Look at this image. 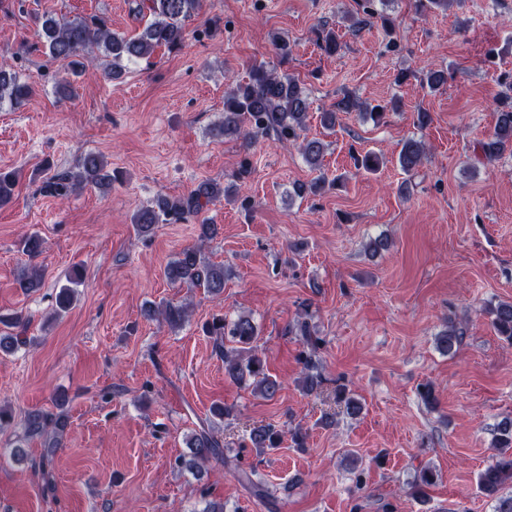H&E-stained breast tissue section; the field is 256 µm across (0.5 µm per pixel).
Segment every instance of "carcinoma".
I'll use <instances>...</instances> for the list:
<instances>
[{"instance_id":"cac0c4a2","label":"carcinoma","mask_w":512,"mask_h":512,"mask_svg":"<svg viewBox=\"0 0 512 512\" xmlns=\"http://www.w3.org/2000/svg\"><path fill=\"white\" fill-rule=\"evenodd\" d=\"M357 9L353 16L354 27L362 29L380 22L388 40L385 48L393 52L398 48L394 37L395 25L392 18L376 8L385 0H355ZM200 7V0H140L137 4L140 13H149L152 20L135 37H126L112 31L106 22L97 17L65 19L46 13L38 20L39 44L46 50L51 60L62 64L63 72L58 78V87L72 90L71 77L80 74L84 64L82 58L93 57L101 52L109 58L103 70L107 80L118 78L124 70L123 62H136L150 58L156 49L164 47L170 51L183 47L186 41L184 22ZM499 79L505 91L494 102L493 133L478 144L483 160L490 162L500 158L505 152L512 153V75L503 73ZM423 83L431 92L441 90L448 83V71L429 68ZM37 93V84L24 77L8 64H0V108L9 106L18 109L30 101ZM310 107L305 84L298 78L262 65L252 66L246 76L234 82V86L224 96V117L218 125L221 136L236 135L246 142L258 134L272 136L278 141H288L299 146L305 162L319 165L325 152V144L316 138L305 135L308 110ZM399 102L390 101V107L371 104L351 95L336 102L334 109L320 113V121L326 127L336 125L337 113L358 112L363 118L380 123L386 118L387 109H398ZM426 159L424 142L409 138L398 153L400 169L410 173ZM382 164L381 157L374 152L355 156V168L365 172H375ZM117 175L108 169V162L100 154H86L75 172L55 173L43 181L45 193L54 197H67L87 186L97 189L112 187ZM19 183L17 172L0 168V209L9 205ZM234 195L241 206L248 207L250 200L239 195L237 185L226 188L216 181L199 183L188 195L181 197L159 196L149 206L137 210L132 222L140 234L150 233L158 224H174L191 216L199 215L209 203L220 197ZM166 278L173 284H185L203 288L207 293L218 297L224 292V265L205 261L200 256V248L182 249L165 269ZM43 271L31 265L21 271L16 279L17 287L31 293L41 287ZM82 272L74 270L68 284L62 286L56 297L57 315L67 312L76 295V288L82 284ZM485 312L491 325L502 340L512 344V301L489 304ZM161 322L171 328L182 326L189 317L188 308L182 304L168 302L156 311ZM310 314L304 313L292 327L291 332L299 336L306 350L301 352V388L307 394L316 392L326 381L319 370L317 349L320 339L315 337L309 323ZM5 329L0 330V353L10 355L26 344L21 336L26 331L28 320L15 313L0 318ZM202 332L213 339L215 353L224 359L225 372L251 387L252 392L265 398H275L282 389V382L266 368L265 361L258 353L256 342L258 329L253 319L240 315L229 322L223 316H215L202 325ZM466 335L463 325H449L436 337L437 346L448 353L458 347ZM336 402L344 404L346 411L356 416L361 412L360 403L351 396L344 384L334 389ZM67 426L65 416L49 412L31 413L24 418L26 436H45L53 431L59 433ZM255 448L261 450L280 447L283 432L271 425L253 428L249 435ZM497 448L492 462L478 475V488L487 498L495 502L494 512H512V495L503 496L505 486L512 487V419H506L497 426L494 440ZM189 454L175 459L180 470L190 471L198 476L211 460L224 459V441L213 430L201 429L188 438ZM255 471L241 470L238 480L258 495L269 494L262 481L254 479ZM436 482V474L430 468L419 471L415 486L420 497Z\"/></svg>"}]
</instances>
